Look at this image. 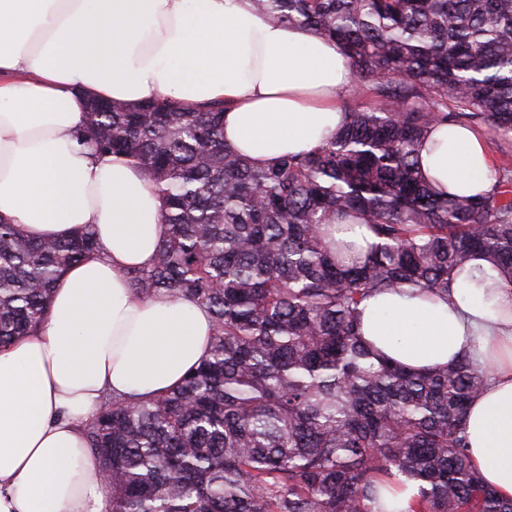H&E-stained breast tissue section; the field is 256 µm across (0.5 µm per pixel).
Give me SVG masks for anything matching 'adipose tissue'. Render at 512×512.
I'll use <instances>...</instances> for the list:
<instances>
[{
	"mask_svg": "<svg viewBox=\"0 0 512 512\" xmlns=\"http://www.w3.org/2000/svg\"><path fill=\"white\" fill-rule=\"evenodd\" d=\"M353 81L336 42L250 0H0V217L36 239L89 224L101 246L57 281L37 330L0 351V512H108L82 421L105 395L179 385L212 332L203 306L129 287L126 270L150 266L166 235L162 201L141 169L79 145L91 100L223 102L225 146L267 168L335 136ZM418 161L451 195L483 193L494 175L469 126L433 127ZM361 309L363 338L400 364L489 367L465 434L484 483L512 498V287L478 257L448 296L378 293Z\"/></svg>",
	"mask_w": 512,
	"mask_h": 512,
	"instance_id": "adipose-tissue-1",
	"label": "adipose tissue"
}]
</instances>
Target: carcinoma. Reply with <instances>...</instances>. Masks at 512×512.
Returning a JSON list of instances; mask_svg holds the SVG:
<instances>
[{"instance_id":"1","label":"carcinoma","mask_w":512,"mask_h":512,"mask_svg":"<svg viewBox=\"0 0 512 512\" xmlns=\"http://www.w3.org/2000/svg\"><path fill=\"white\" fill-rule=\"evenodd\" d=\"M271 19L340 43L369 106L317 149L252 166L224 146V105L165 94L86 112L81 145L149 177L168 226L153 263L126 271L142 299L208 309L200 365L176 388L114 397L82 423L110 512H512L464 432L481 364L414 372L359 333V306L406 285L448 294L475 251L512 286V163L478 197H443L416 145L468 123L512 139V0H252ZM362 223L364 249L332 237ZM100 251L91 226L34 240L0 220V349L43 321L64 270Z\"/></svg>"}]
</instances>
